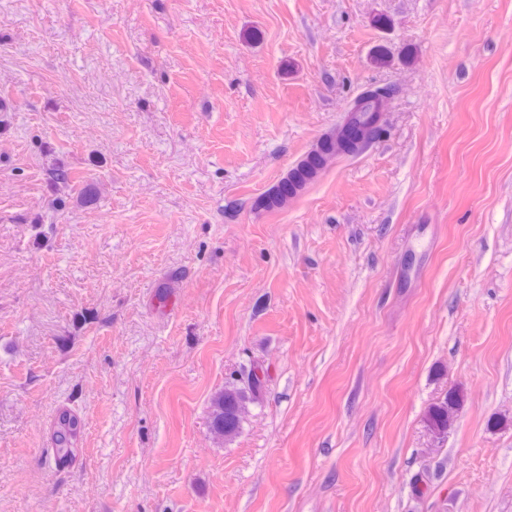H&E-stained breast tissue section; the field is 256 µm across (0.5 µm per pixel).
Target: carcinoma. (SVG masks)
<instances>
[{"label":"carcinoma","instance_id":"carcinoma-1","mask_svg":"<svg viewBox=\"0 0 512 512\" xmlns=\"http://www.w3.org/2000/svg\"><path fill=\"white\" fill-rule=\"evenodd\" d=\"M386 104L374 97L353 99L349 111L354 113L351 125L346 129V140H357L359 133L368 130L373 115L381 111ZM336 155V140L319 139L312 149L300 159L277 185L272 187L254 202V207L273 211L284 206L286 200L301 194L313 184L329 166V159ZM258 367H252L248 373L247 385L230 384L224 391L216 394L210 406V426L213 433L226 440L234 438L241 429L243 417L240 411L254 402L264 388V378L257 374ZM461 399L452 393L433 403L427 414L428 429L436 441H441L448 433V408H458ZM74 439L58 438L53 441L51 454L55 462L65 464L75 456Z\"/></svg>","mask_w":512,"mask_h":512}]
</instances>
